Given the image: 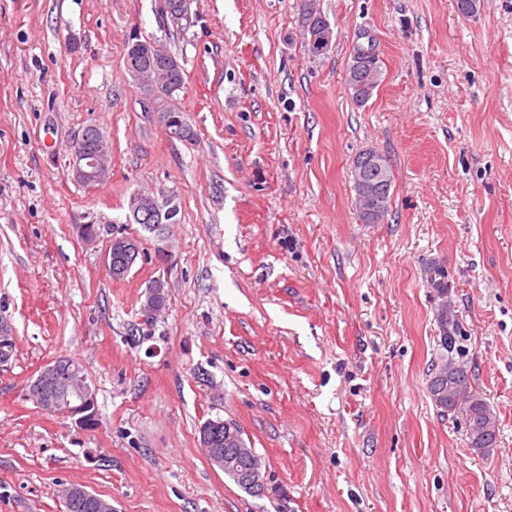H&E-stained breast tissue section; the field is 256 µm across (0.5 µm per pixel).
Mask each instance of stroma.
Returning <instances> with one entry per match:
<instances>
[{
    "instance_id": "stroma-1",
    "label": "stroma",
    "mask_w": 512,
    "mask_h": 512,
    "mask_svg": "<svg viewBox=\"0 0 512 512\" xmlns=\"http://www.w3.org/2000/svg\"><path fill=\"white\" fill-rule=\"evenodd\" d=\"M0 0V512H65L63 487L112 512H512V0ZM184 70L172 137L125 65L131 35ZM382 75L356 105L355 46ZM112 145L75 179L87 126ZM383 154L390 212L355 208L353 161ZM174 195L161 234L133 193ZM96 221V241L80 227ZM139 238L112 279L114 233ZM161 281L166 305L142 307ZM459 327L440 344L441 317ZM78 361L99 424L26 401L49 362ZM463 364L499 419L489 456L428 393ZM237 423L268 492L213 465L199 430ZM364 61L361 62L363 68L368 72V79L365 84V87L360 90H355V79L353 75L352 66L353 63L356 62L354 58H352V63L348 66L347 74H346V87L351 99L358 105L366 104L373 95L374 90L379 85V81L381 78V69H380V61L378 56L375 53H371L370 55L364 56ZM109 157L101 147H90L84 138L74 142L72 168L78 180L97 182L108 168ZM82 182L89 185L88 183Z\"/></svg>"
}]
</instances>
